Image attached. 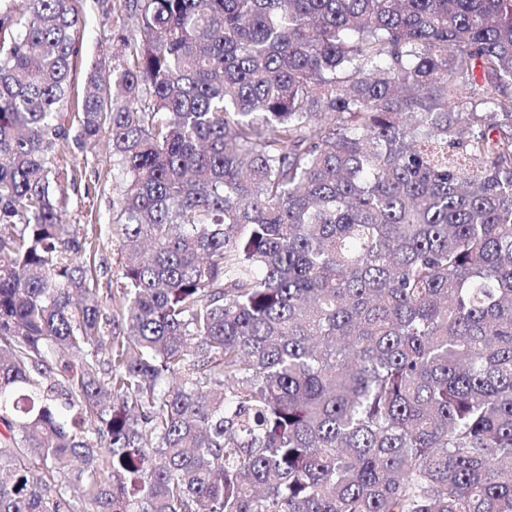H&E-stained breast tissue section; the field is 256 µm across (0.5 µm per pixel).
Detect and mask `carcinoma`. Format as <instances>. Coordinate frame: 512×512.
Wrapping results in <instances>:
<instances>
[{"label": "carcinoma", "instance_id": "carcinoma-1", "mask_svg": "<svg viewBox=\"0 0 512 512\" xmlns=\"http://www.w3.org/2000/svg\"><path fill=\"white\" fill-rule=\"evenodd\" d=\"M133 7L105 317L84 14L0 8V512H512V0ZM72 148L73 152L66 153L75 170V182L66 190L68 220L80 237L96 247L101 265L100 288L105 296L120 281L121 256L109 232L113 202L120 193L119 182L112 179V152L104 141Z\"/></svg>", "mask_w": 512, "mask_h": 512}]
</instances>
